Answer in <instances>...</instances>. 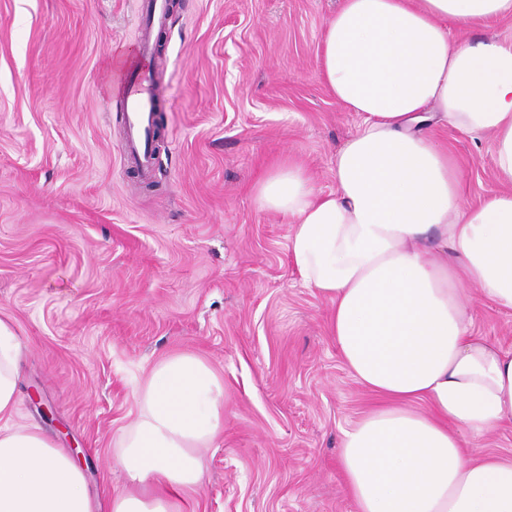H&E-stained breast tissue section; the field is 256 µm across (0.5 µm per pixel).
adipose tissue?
Instances as JSON below:
<instances>
[{
    "label": "adipose tissue",
    "instance_id": "ef3b65f1",
    "mask_svg": "<svg viewBox=\"0 0 512 512\" xmlns=\"http://www.w3.org/2000/svg\"><path fill=\"white\" fill-rule=\"evenodd\" d=\"M512 17V0H342L320 75L359 116L337 151L334 191L293 162L255 188L291 218L304 286L331 302L351 375L382 403L343 432L339 464L357 512H512V458L467 457L468 438L512 424V348L477 334L467 289L512 312V41L457 44ZM491 134L507 192L464 203L455 167L417 124L428 113ZM24 346L0 319V512H182L224 424V385L200 358L156 362L138 415L115 440L130 485L93 501L67 449L19 420ZM450 37L455 41H474L480 38L512 40V18L497 19L479 24L474 30L463 32L453 24L448 27Z\"/></svg>",
    "mask_w": 512,
    "mask_h": 512
}]
</instances>
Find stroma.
Returning a JSON list of instances; mask_svg holds the SVG:
<instances>
[{
    "mask_svg": "<svg viewBox=\"0 0 512 512\" xmlns=\"http://www.w3.org/2000/svg\"><path fill=\"white\" fill-rule=\"evenodd\" d=\"M341 0H171L157 29V182L121 167L112 58L134 0H0V318L25 346L20 415L83 453L95 500L127 486L113 440L159 359L203 358L224 427L185 512H355L343 430L376 403L330 333L329 300L288 257V216L254 189L284 159L334 190L358 117L319 73ZM430 135L466 200L499 192L492 138ZM475 330L512 347V313L470 290Z\"/></svg>",
    "mask_w": 512,
    "mask_h": 512,
    "instance_id": "35a3bbf8",
    "label": "stroma"
}]
</instances>
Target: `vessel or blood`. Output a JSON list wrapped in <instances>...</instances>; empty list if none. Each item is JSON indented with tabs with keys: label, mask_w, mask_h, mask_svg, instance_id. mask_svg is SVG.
Here are the masks:
<instances>
[{
	"label": "vessel or blood",
	"mask_w": 512,
	"mask_h": 512,
	"mask_svg": "<svg viewBox=\"0 0 512 512\" xmlns=\"http://www.w3.org/2000/svg\"><path fill=\"white\" fill-rule=\"evenodd\" d=\"M170 9V0H136L139 36L131 54L113 64L112 101L124 140L120 162L136 168L146 181L154 176L160 128L159 55L154 31L165 22Z\"/></svg>",
	"instance_id": "1"
}]
</instances>
